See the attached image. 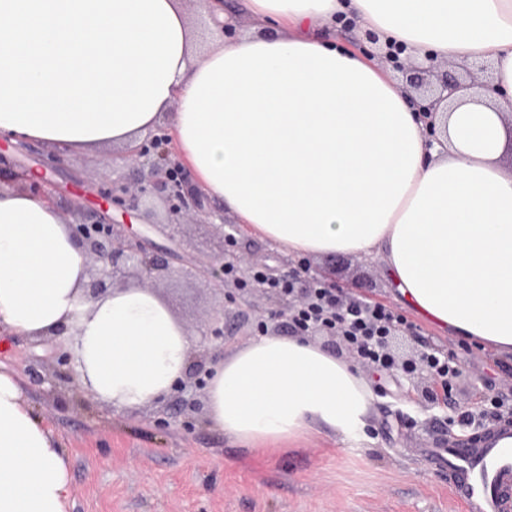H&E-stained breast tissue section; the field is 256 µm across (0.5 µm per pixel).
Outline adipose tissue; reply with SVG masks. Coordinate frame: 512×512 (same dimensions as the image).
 Returning <instances> with one entry per match:
<instances>
[{"mask_svg":"<svg viewBox=\"0 0 512 512\" xmlns=\"http://www.w3.org/2000/svg\"><path fill=\"white\" fill-rule=\"evenodd\" d=\"M166 118L196 185L246 231L291 254L381 259L401 301L454 335L512 355V0H244L251 33L213 28L198 52L182 0ZM421 61H491L499 93L452 96L429 142L417 100L342 25ZM29 176L0 189V330L45 337L75 326V373L122 409L167 395L196 337L149 290L84 301L87 265ZM366 380L299 336H264L214 365L211 425L251 447L324 429L351 437L367 417ZM66 452L0 368V512H68Z\"/></svg>","mask_w":512,"mask_h":512,"instance_id":"adipose-tissue-1","label":"adipose tissue"}]
</instances>
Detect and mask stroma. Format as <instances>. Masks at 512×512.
Returning a JSON list of instances; mask_svg holds the SVG:
<instances>
[{
	"instance_id": "stroma-1",
	"label": "stroma",
	"mask_w": 512,
	"mask_h": 512,
	"mask_svg": "<svg viewBox=\"0 0 512 512\" xmlns=\"http://www.w3.org/2000/svg\"><path fill=\"white\" fill-rule=\"evenodd\" d=\"M106 150L62 151L30 142L17 152L0 141V175L32 172V191L50 196L61 216L84 198L95 208L101 182L97 176ZM149 217L132 216L172 254L175 274L160 283L155 295L174 318L193 329L204 325L219 299L194 277L191 262L202 255L229 251L249 259L251 268L283 269L301 264L311 276H326L344 294L394 306L393 285L383 261L358 255L301 258L240 230L233 247L211 224L167 226L158 201L142 198ZM239 304L248 319L224 317V353L232 355L262 336L290 335L287 301L265 289L242 294ZM409 323L400 331L398 353L452 352L460 374L442 401L413 400L427 385L428 371L409 375L397 369H362L374 401L365 432L346 438L332 432L311 433L273 450L245 448L208 422L206 392H196L199 412L162 425L165 402L115 409L96 400L58 365L42 339L0 335V366L20 379L34 413L65 448L72 480L69 512H462L448 489V467L434 449L449 438L483 434L492 402L512 416V359L443 331L404 310ZM472 423L458 424L464 413Z\"/></svg>"
}]
</instances>
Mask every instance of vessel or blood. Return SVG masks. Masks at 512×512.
<instances>
[{
  "label": "vessel or blood",
  "mask_w": 512,
  "mask_h": 512,
  "mask_svg": "<svg viewBox=\"0 0 512 512\" xmlns=\"http://www.w3.org/2000/svg\"><path fill=\"white\" fill-rule=\"evenodd\" d=\"M443 456L451 474L449 489L466 512H512V444H488L478 466H470L466 449L449 445Z\"/></svg>",
  "instance_id": "1"
}]
</instances>
